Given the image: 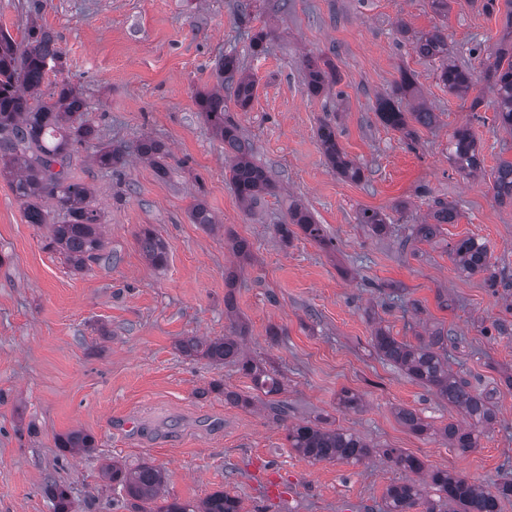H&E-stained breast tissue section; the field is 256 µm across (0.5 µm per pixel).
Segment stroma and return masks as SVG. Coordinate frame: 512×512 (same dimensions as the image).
<instances>
[{"mask_svg":"<svg viewBox=\"0 0 512 512\" xmlns=\"http://www.w3.org/2000/svg\"><path fill=\"white\" fill-rule=\"evenodd\" d=\"M250 3L244 20L237 0H0V29L15 41L33 22L54 35L64 70L48 73L44 88L66 80L83 92L101 141L130 148L151 136L168 149L161 175L132 154L105 171L92 146L73 147L67 177L91 189L107 254L80 272L47 248V227L27 223L0 176V512H53V482L69 487L73 512H135L103 474L114 461L164 469L166 496L182 501L224 492L240 512H378L405 473L377 457L363 465L303 458L289 448L287 428L316 418L479 484L512 477V332L496 329L512 325V206L499 205L492 189L499 161L512 160V131L499 125L483 78L506 36L503 13L484 10L483 0H450L444 16L431 0ZM435 29L449 58L474 73L471 97L449 93L439 61L415 52L412 36ZM259 33L265 50L257 54ZM228 53L255 83L250 107L233 116L275 186L250 209L196 104L198 91L216 87ZM308 56L330 58L339 73L319 97L307 93ZM404 70L437 115L410 139L376 112ZM324 120L363 168L362 181L327 165L317 138ZM461 126L481 148L473 176L448 158ZM198 199L222 228L190 222ZM438 199L455 205L457 221L432 241L413 239L412 225L430 220ZM295 202L322 224L327 245L279 239L274 227ZM365 209L385 214V235L359 224ZM146 226L166 246L163 267L139 247ZM235 236L252 245L247 261L230 247ZM466 236L488 244L502 287L455 269L449 251ZM238 322L246 354L281 379L285 414L269 410L268 396L234 365L176 348L186 336L230 334ZM380 325L408 341L422 327L451 330L453 370L495 392V419L479 448L447 447L399 421L401 408L437 428L461 416L376 358L370 339ZM345 389L362 408L340 405ZM228 391L252 406L226 402ZM72 429L93 436L91 453L59 448Z\"/></svg>","mask_w":512,"mask_h":512,"instance_id":"stroma-1","label":"stroma"}]
</instances>
